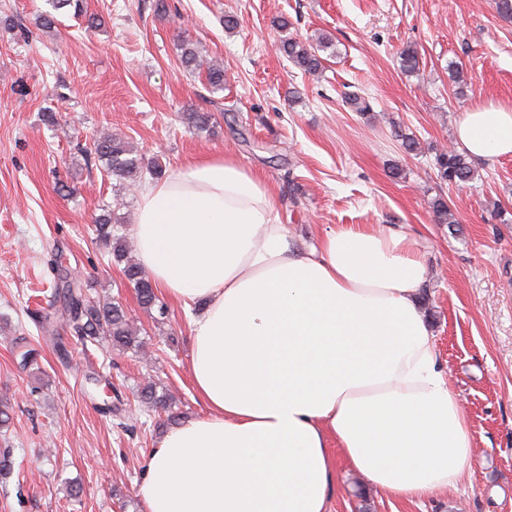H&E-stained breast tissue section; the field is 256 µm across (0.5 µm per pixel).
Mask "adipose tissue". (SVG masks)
Segmentation results:
<instances>
[{
    "instance_id": "ef3b65f1",
    "label": "adipose tissue",
    "mask_w": 512,
    "mask_h": 512,
    "mask_svg": "<svg viewBox=\"0 0 512 512\" xmlns=\"http://www.w3.org/2000/svg\"><path fill=\"white\" fill-rule=\"evenodd\" d=\"M456 137L475 160L511 157L512 106L463 113ZM133 238L154 287L200 308L207 408L150 451L143 512H330L341 462L390 496L455 488L472 437L406 231L340 224L296 249L263 179L214 156L142 192Z\"/></svg>"
}]
</instances>
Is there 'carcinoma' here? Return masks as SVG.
Masks as SVG:
<instances>
[{
    "label": "carcinoma",
    "mask_w": 512,
    "mask_h": 512,
    "mask_svg": "<svg viewBox=\"0 0 512 512\" xmlns=\"http://www.w3.org/2000/svg\"><path fill=\"white\" fill-rule=\"evenodd\" d=\"M54 11L73 10L74 14L85 19L90 30L102 25V18L87 13L85 0H51ZM329 39L320 34L311 39L290 37L279 44V52L296 67L308 74H318L325 69L320 52L327 49ZM421 57L418 51L408 46L400 53V64L407 73L419 70ZM92 149L98 159L104 162L108 175L114 177L119 186L136 183L143 173V161L135 154L134 147L125 138L113 134L93 139ZM437 177L449 184L468 183L475 178V168L470 156L460 150L450 149L436 155ZM434 221L450 227L458 224L455 214L442 196L431 203ZM97 238L112 248L116 261L124 263L123 275L135 288L141 305L147 309L158 307L159 315L166 314V307L159 303L154 287L139 263L130 260V248L123 236L114 233L112 217L103 213L95 219ZM56 300L61 303V316L70 334L77 337L82 345L89 342H104L117 350L140 351L143 338L134 329L123 307L116 301L91 299L84 292L83 285L68 276L58 274L55 290ZM140 401L148 408L167 414V420H175L170 413L171 402L165 392L157 390V384L148 382L138 389Z\"/></svg>",
    "instance_id": "carcinoma-1"
}]
</instances>
